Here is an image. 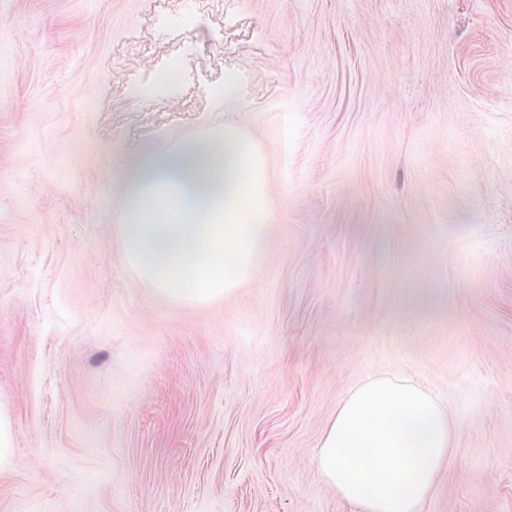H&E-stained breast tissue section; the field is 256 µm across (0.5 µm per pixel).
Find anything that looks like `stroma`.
<instances>
[{
  "instance_id": "35a3bbf8",
  "label": "stroma",
  "mask_w": 512,
  "mask_h": 512,
  "mask_svg": "<svg viewBox=\"0 0 512 512\" xmlns=\"http://www.w3.org/2000/svg\"><path fill=\"white\" fill-rule=\"evenodd\" d=\"M193 9L0 0V512H354L312 456L385 373L460 429L423 512H512V0ZM228 118L270 233L179 306L120 260L121 187ZM14 434L10 409L0 402V470L11 464L13 457Z\"/></svg>"
}]
</instances>
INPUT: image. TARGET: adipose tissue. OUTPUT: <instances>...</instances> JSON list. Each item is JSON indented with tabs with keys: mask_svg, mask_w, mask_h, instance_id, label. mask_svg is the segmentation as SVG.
Masks as SVG:
<instances>
[{
	"mask_svg": "<svg viewBox=\"0 0 512 512\" xmlns=\"http://www.w3.org/2000/svg\"><path fill=\"white\" fill-rule=\"evenodd\" d=\"M264 155L231 120L150 153L122 188L125 265L176 304L223 300L255 279L269 230ZM457 426L428 389L397 375L360 382L313 455L355 512H422Z\"/></svg>",
	"mask_w": 512,
	"mask_h": 512,
	"instance_id": "obj_1",
	"label": "adipose tissue"
}]
</instances>
